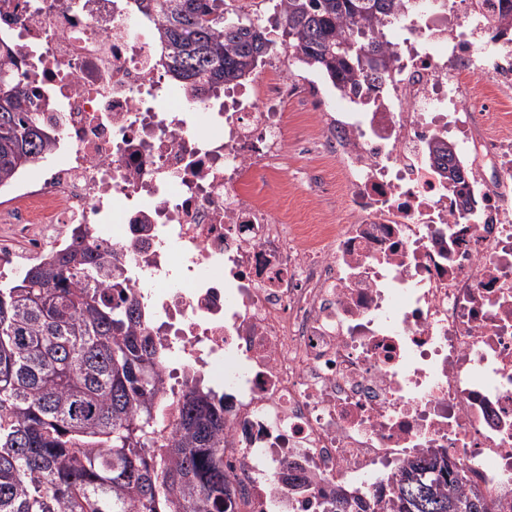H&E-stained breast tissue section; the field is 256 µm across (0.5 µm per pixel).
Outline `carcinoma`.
<instances>
[{
  "label": "carcinoma",
  "instance_id": "1",
  "mask_svg": "<svg viewBox=\"0 0 512 512\" xmlns=\"http://www.w3.org/2000/svg\"><path fill=\"white\" fill-rule=\"evenodd\" d=\"M276 2L297 61L354 93L388 75L384 29L405 0ZM140 10L158 21V46L194 101L250 77L272 44L260 25L226 20L224 0H141ZM7 58L0 184L55 145ZM432 153L464 184L450 145ZM125 281L117 253L77 235L0 282V512H227L224 405L194 375L164 426L161 360ZM323 512H512V503L490 502L430 449L376 500L352 511L338 489Z\"/></svg>",
  "mask_w": 512,
  "mask_h": 512
}]
</instances>
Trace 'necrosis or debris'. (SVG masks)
Here are the masks:
<instances>
[{"mask_svg": "<svg viewBox=\"0 0 512 512\" xmlns=\"http://www.w3.org/2000/svg\"><path fill=\"white\" fill-rule=\"evenodd\" d=\"M497 0H413L392 24L375 92L299 99L288 54L261 84L187 107L154 21L133 0H0V40L55 139L47 169L0 187V273L77 228L114 249L143 325L165 355V416L185 379L224 401V473L235 512H320L336 488L379 495L430 448L489 498L512 495V127L470 125L462 75L512 88V35L478 38ZM313 127L289 139L283 108ZM471 171L456 192L429 148ZM335 151L346 221L292 223L253 188L329 193L314 143ZM292 467L297 491L281 478Z\"/></svg>", "mask_w": 512, "mask_h": 512, "instance_id": "necrosis-or-debris-1", "label": "necrosis or debris"}]
</instances>
